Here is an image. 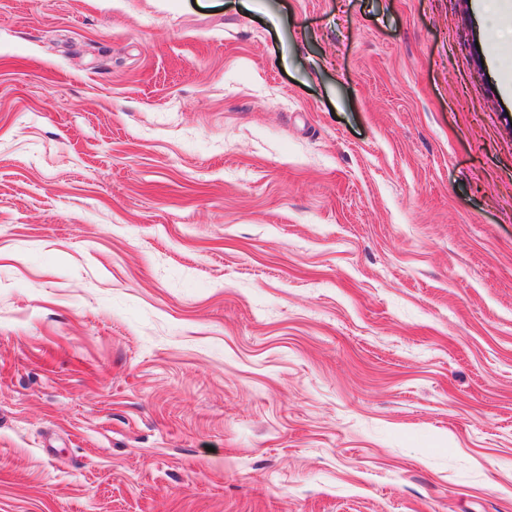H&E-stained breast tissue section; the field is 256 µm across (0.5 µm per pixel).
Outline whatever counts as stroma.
I'll return each instance as SVG.
<instances>
[{"label": "stroma", "instance_id": "obj_1", "mask_svg": "<svg viewBox=\"0 0 512 512\" xmlns=\"http://www.w3.org/2000/svg\"><path fill=\"white\" fill-rule=\"evenodd\" d=\"M0 512H512V0H0Z\"/></svg>", "mask_w": 512, "mask_h": 512}]
</instances>
